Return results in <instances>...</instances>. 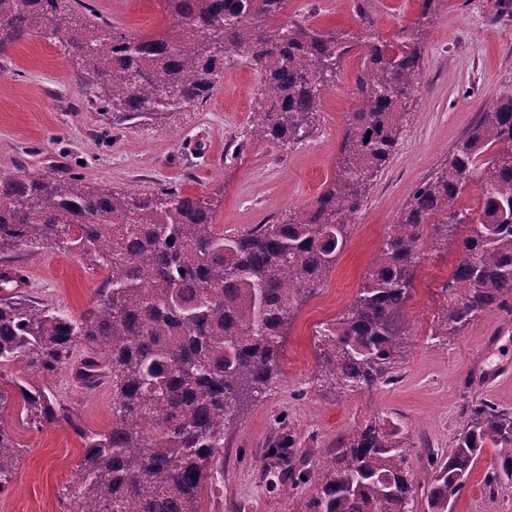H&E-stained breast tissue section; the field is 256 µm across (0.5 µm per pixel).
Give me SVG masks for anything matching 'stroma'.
<instances>
[{"label": "stroma", "mask_w": 512, "mask_h": 512, "mask_svg": "<svg viewBox=\"0 0 512 512\" xmlns=\"http://www.w3.org/2000/svg\"><path fill=\"white\" fill-rule=\"evenodd\" d=\"M113 29L139 34L169 27L164 0H91ZM388 38L415 19L416 0H288L281 20L353 34L360 9ZM418 92L410 120L368 199L350 226L332 272L294 311L283 331L280 367L265 394L245 403L224 436V485L201 498L202 512H305L336 440L371 420L399 425L407 440L413 489L429 479L421 451L454 448L471 405L491 402L512 412V294L448 341L431 336L437 294L458 256L456 245L423 240L416 293L407 308V350L393 383L339 393L318 378L319 326L353 299L414 187L446 158L479 119L486 103L512 95V6L506 0H443L423 40ZM363 47L344 57L333 87L321 97L320 121L302 143L251 139L249 121L261 75L250 64L225 65L205 104L160 120L113 123L87 104L89 88L68 55L65 39L38 33L0 52V169L81 175L96 185L131 193L172 185L211 201L214 221L233 233L272 224L314 201L332 180L350 112ZM29 296L81 315L96 299L103 271H87L73 253L45 248L23 256ZM86 428L112 421L108 385L79 389L70 370L49 377ZM24 454L0 512H66L64 491L83 449L69 429H29L14 409L0 413ZM290 436L308 483L283 489L284 470L267 450ZM495 456L484 449L449 512H512V484L489 489Z\"/></svg>", "instance_id": "1"}]
</instances>
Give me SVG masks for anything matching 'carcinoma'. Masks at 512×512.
<instances>
[{"mask_svg":"<svg viewBox=\"0 0 512 512\" xmlns=\"http://www.w3.org/2000/svg\"><path fill=\"white\" fill-rule=\"evenodd\" d=\"M78 2L0 0V51L40 31L64 37L91 102L119 122L206 102L234 57L261 73L250 137L299 143L352 50L303 20L279 22L288 0H164L174 27L142 35L94 22ZM417 2L416 20L386 41L371 39L373 21L361 12L356 40L365 61L336 174L315 201L276 224L226 234L210 200L179 187L131 194L79 175L0 172V364L26 365L11 381L21 420L38 431L66 425L82 441L68 512H201L203 490L224 481L227 428L242 400L262 395L274 378L282 330L336 265L402 135L422 34L440 0ZM472 184L480 191L474 212L457 205ZM427 226L434 244L458 243L432 329L446 339L512 293V96L493 102L414 189L349 306L317 330L323 382L358 390L395 380ZM48 246L107 271L96 303L78 319L18 291L17 259ZM78 342L89 351L77 360ZM63 368L85 390L111 388L109 428L85 429L45 383ZM488 445L496 463L487 486L512 483V413L482 402L455 448L426 449L427 512H448ZM18 448L0 422V492L12 482ZM268 454L286 466L289 490L308 480L291 466V439ZM411 497L401 428L366 424L337 440L306 508L406 512Z\"/></svg>","mask_w":512,"mask_h":512,"instance_id":"1","label":"carcinoma"}]
</instances>
